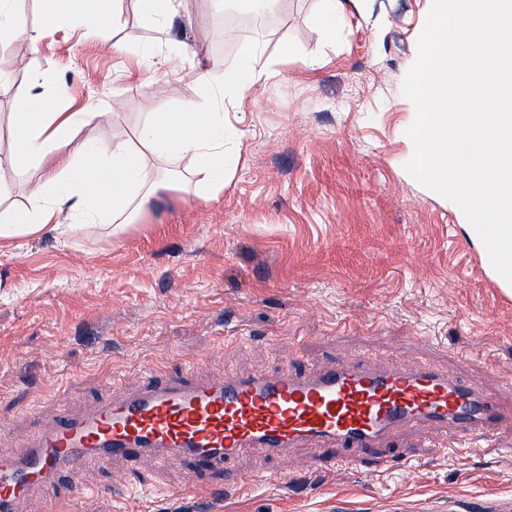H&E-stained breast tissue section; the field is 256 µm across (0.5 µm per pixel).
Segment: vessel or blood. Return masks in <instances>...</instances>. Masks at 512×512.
I'll use <instances>...</instances> for the list:
<instances>
[{"instance_id": "vessel-or-blood-1", "label": "vessel or blood", "mask_w": 512, "mask_h": 512, "mask_svg": "<svg viewBox=\"0 0 512 512\" xmlns=\"http://www.w3.org/2000/svg\"><path fill=\"white\" fill-rule=\"evenodd\" d=\"M140 386L117 392L92 412L61 409L56 421L32 423L12 455L0 457V512H17L32 490L77 477L89 461L149 457L160 463L221 470L253 448L282 457L307 448L320 468L415 464L412 449L393 447L401 433L428 426L445 431V451L471 454L507 418L512 376L488 391L442 373L426 360L380 370L362 355L320 370L285 360L249 375L201 381L141 370Z\"/></svg>"}]
</instances>
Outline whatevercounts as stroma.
<instances>
[{
    "mask_svg": "<svg viewBox=\"0 0 512 512\" xmlns=\"http://www.w3.org/2000/svg\"><path fill=\"white\" fill-rule=\"evenodd\" d=\"M429 0H349L330 30L321 0H277L263 33L234 0H184L173 43L158 44L139 0H119L104 46L62 25L38 48L0 46V199L23 207L35 169L10 164L15 102L34 92L61 112L108 113L80 130L101 149L133 139L145 104L197 103L210 67L231 122L230 162L212 200L185 184L188 159L155 165L160 190L139 223L0 241V455L30 413L94 409L130 391L141 367L202 380L294 359L321 368L367 353L389 367L427 358L493 389L512 371V294L452 202L405 170L413 104L402 94ZM195 60L179 54L183 46ZM262 49L277 77L237 99L224 76ZM432 344H422V337ZM440 432L397 437L418 465L339 474L304 450L260 451L230 472L152 459L85 467V488L37 490L17 512H512V423L452 458ZM265 469L251 493L235 475Z\"/></svg>",
    "mask_w": 512,
    "mask_h": 512,
    "instance_id": "stroma-1",
    "label": "stroma"
}]
</instances>
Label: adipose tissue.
<instances>
[{"mask_svg":"<svg viewBox=\"0 0 512 512\" xmlns=\"http://www.w3.org/2000/svg\"><path fill=\"white\" fill-rule=\"evenodd\" d=\"M39 27L19 23L13 0H0V38L39 44L61 24L77 22L104 45L118 23L114 0H42ZM201 100L177 112L149 109L134 143L116 142L110 153L90 150L76 141L73 128L95 120L92 112H57L52 100L29 95L17 103L12 161L43 169L30 188L26 207L0 209V238L65 236L81 226L108 219L133 223L155 195L147 182L149 154L190 157L197 193L212 198L224 187V113L212 101L209 69L198 75Z\"/></svg>","mask_w":512,"mask_h":512,"instance_id":"ef3b65f1","label":"adipose tissue"}]
</instances>
